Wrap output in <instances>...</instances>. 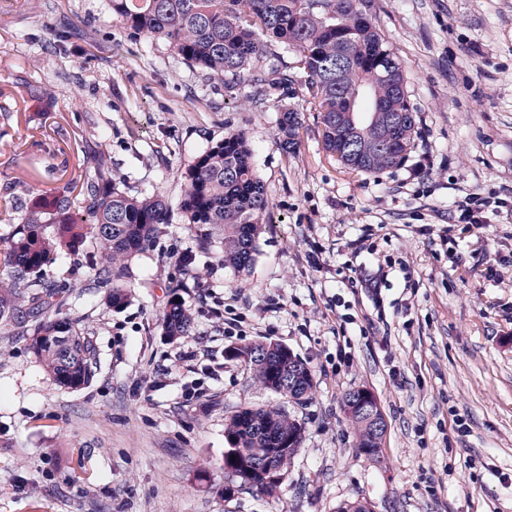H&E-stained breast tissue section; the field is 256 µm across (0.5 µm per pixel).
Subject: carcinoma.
Returning <instances> with one entry per match:
<instances>
[{"mask_svg": "<svg viewBox=\"0 0 512 512\" xmlns=\"http://www.w3.org/2000/svg\"><path fill=\"white\" fill-rule=\"evenodd\" d=\"M363 0H109L112 17L134 37L162 41L173 54L199 69L207 80L233 88L253 83L255 104L265 96L264 84L288 88L293 77L270 63L255 76V62L266 56L268 43L281 44L297 58L307 77L311 108L319 112L326 152L345 167L377 174L400 164L411 148L416 120L408 102L404 71L396 56L366 18ZM368 106L349 111L359 96ZM297 110L287 108L278 121L281 146L297 145ZM180 209L198 244H221L220 260L236 272L249 268L269 202L253 166L252 150L241 133L209 145L188 167ZM172 221L160 197L119 187L112 167L100 154L85 174L61 190L35 195L25 203L23 222L16 224L0 250L9 280L0 282V320L31 318L35 322L29 348L54 380L70 389L88 386L94 377L92 351L84 335V318L44 319L56 296V282L45 268L76 253L92 238L98 261L90 280L112 285L107 303L119 310L129 301L123 279L129 262L146 249L159 225ZM182 283L172 286L164 313L166 334L177 339L189 333L192 318L180 301ZM248 363L265 388L295 402L313 388L306 362L281 359L267 343L246 344L227 352ZM356 430L358 447L379 455L382 442L359 411L344 410ZM224 473L253 472L250 487L268 495L281 483L259 477L264 458L259 448H286L275 463L281 469L302 447L304 428L280 408L246 406L224 426Z\"/></svg>", "mask_w": 512, "mask_h": 512, "instance_id": "obj_1", "label": "carcinoma"}]
</instances>
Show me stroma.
Returning a JSON list of instances; mask_svg holds the SVG:
<instances>
[{
  "instance_id": "1",
  "label": "stroma",
  "mask_w": 512,
  "mask_h": 512,
  "mask_svg": "<svg viewBox=\"0 0 512 512\" xmlns=\"http://www.w3.org/2000/svg\"><path fill=\"white\" fill-rule=\"evenodd\" d=\"M367 13L418 128L405 160L375 175L325 152L303 79L267 89L258 110L249 86L227 90L127 36L108 0H0V238L84 154H106L114 178L175 211L132 260L122 309L90 285L93 243L46 270L61 286L50 316L85 319L89 386L57 384L26 324L0 325V512H336L357 499L373 512H512V213L479 229L452 218L468 195L512 201V0H368ZM287 104L300 113L290 152L276 136ZM238 132L269 200L241 273L177 213L188 166ZM360 274L378 280L381 305L342 287ZM178 283L192 327L173 341L163 313ZM259 341L313 371L306 403L287 405L304 442L279 493L228 498L226 418L283 403L226 355ZM359 388L387 422L376 458L342 410Z\"/></svg>"
}]
</instances>
